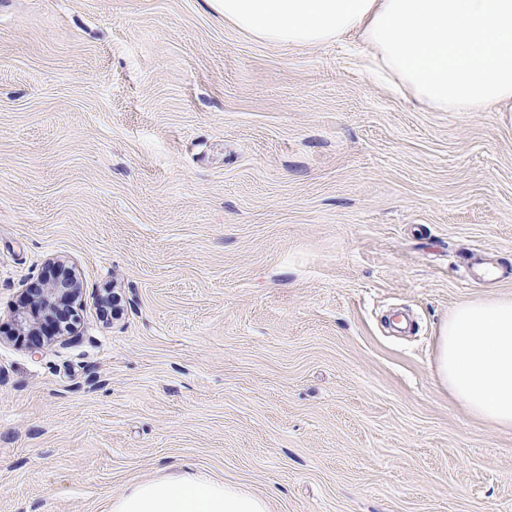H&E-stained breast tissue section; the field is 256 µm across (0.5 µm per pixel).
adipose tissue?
Segmentation results:
<instances>
[{"label":"adipose tissue","instance_id":"1","mask_svg":"<svg viewBox=\"0 0 512 512\" xmlns=\"http://www.w3.org/2000/svg\"><path fill=\"white\" fill-rule=\"evenodd\" d=\"M225 22L281 47L356 35L367 66L439 112H512V0H209ZM435 372L488 424L512 429V297L460 304L437 338ZM109 512H268L264 498L182 472L146 480Z\"/></svg>","mask_w":512,"mask_h":512}]
</instances>
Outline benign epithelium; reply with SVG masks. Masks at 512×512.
I'll return each mask as SVG.
<instances>
[{
    "label": "benign epithelium",
    "instance_id": "1",
    "mask_svg": "<svg viewBox=\"0 0 512 512\" xmlns=\"http://www.w3.org/2000/svg\"><path fill=\"white\" fill-rule=\"evenodd\" d=\"M81 293L80 284L66 269L60 277L51 281L36 282L28 289L30 309L17 312L16 320L25 335L29 336V348L39 349L43 345L37 326V319L40 317L55 321L50 330L57 335L66 336L71 333L74 328L75 311L69 302L78 300Z\"/></svg>",
    "mask_w": 512,
    "mask_h": 512
}]
</instances>
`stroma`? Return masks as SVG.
<instances>
[{"instance_id":"1","label":"stroma","mask_w":512,"mask_h":512,"mask_svg":"<svg viewBox=\"0 0 512 512\" xmlns=\"http://www.w3.org/2000/svg\"><path fill=\"white\" fill-rule=\"evenodd\" d=\"M52 257L82 304L32 350L13 315ZM489 296L511 112L206 0H0V512H109L186 465L269 512H512V429L435 374Z\"/></svg>"}]
</instances>
